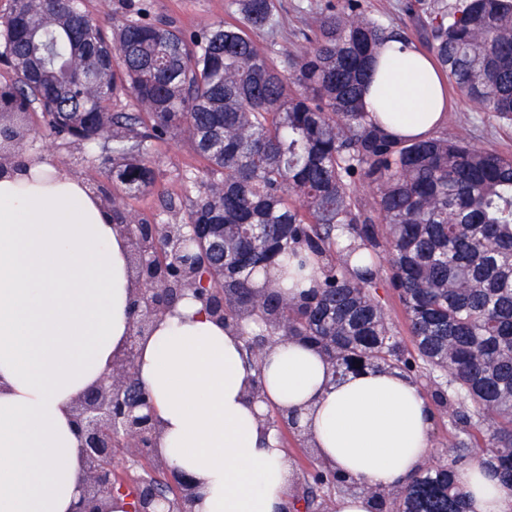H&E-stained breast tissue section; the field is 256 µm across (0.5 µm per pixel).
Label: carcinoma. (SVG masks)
Segmentation results:
<instances>
[{"label": "carcinoma", "mask_w": 512, "mask_h": 512, "mask_svg": "<svg viewBox=\"0 0 512 512\" xmlns=\"http://www.w3.org/2000/svg\"><path fill=\"white\" fill-rule=\"evenodd\" d=\"M109 34L83 0H16L0 23V53L15 82L0 88V140L36 104L51 135L112 140L105 176L122 190L155 183L153 142L188 135L210 182L188 223L221 224L203 242L199 277L224 291V319H251L253 341L304 336L342 376L364 368L426 377L449 416L454 463L480 460L512 492V156L456 134L398 138L367 111L369 63L411 40L359 0L320 17L307 46L279 52L259 33L276 25L273 0H238L233 23L190 33L151 17L146 3ZM419 36L451 88L512 125V0H417ZM129 94L132 112L100 103ZM366 184L373 202L357 194ZM412 348L378 294L381 247ZM318 275L299 297L256 289L254 272ZM319 464L305 488L344 492ZM378 512H467L454 468L420 470L376 494Z\"/></svg>", "instance_id": "cac0c4a2"}]
</instances>
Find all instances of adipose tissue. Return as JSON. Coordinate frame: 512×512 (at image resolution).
<instances>
[{
  "mask_svg": "<svg viewBox=\"0 0 512 512\" xmlns=\"http://www.w3.org/2000/svg\"><path fill=\"white\" fill-rule=\"evenodd\" d=\"M446 96L431 59L396 43L365 100L391 135L425 137ZM131 252L111 206L79 175L31 154L0 166V512H77L72 407L132 333ZM245 336L189 295L139 344L158 451L199 483L194 512H284L295 476L272 411L294 416L321 461L357 484L336 512H375L371 488L402 484L430 459L432 410L413 379L336 377L303 337L256 360ZM457 475L472 512H512L490 469L473 461Z\"/></svg>",
  "mask_w": 512,
  "mask_h": 512,
  "instance_id": "adipose-tissue-1",
  "label": "adipose tissue"
}]
</instances>
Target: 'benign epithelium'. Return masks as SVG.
<instances>
[{
  "label": "benign epithelium",
  "instance_id": "benign-epithelium-1",
  "mask_svg": "<svg viewBox=\"0 0 512 512\" xmlns=\"http://www.w3.org/2000/svg\"><path fill=\"white\" fill-rule=\"evenodd\" d=\"M134 258V271L144 288L132 304L133 335L114 362L107 380L74 407V424L84 463L78 512H108V502L118 485L130 494L134 503L130 512H193V505L199 499L198 484L193 477L172 469L158 455L152 403L144 388L131 391L128 382L135 378L139 340L149 334L154 321L176 302L167 288L171 279L169 268L178 271L177 278L186 280L191 277L196 256L177 248L169 268L157 266L138 247L134 248ZM180 292L192 293L204 302L212 318L224 320V299L213 297L208 290L182 288ZM120 452L130 467L147 461L144 474L117 483L113 478V462Z\"/></svg>",
  "mask_w": 512,
  "mask_h": 512
}]
</instances>
